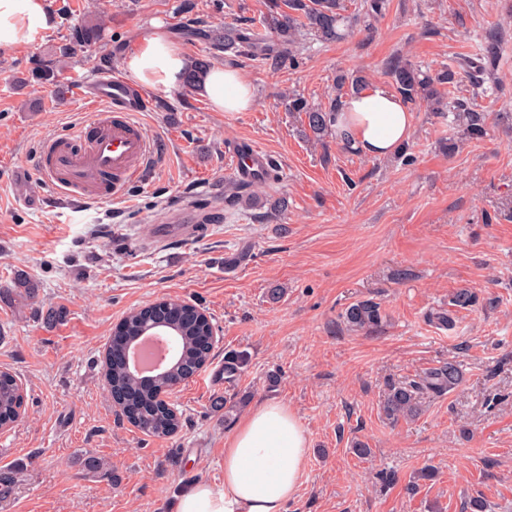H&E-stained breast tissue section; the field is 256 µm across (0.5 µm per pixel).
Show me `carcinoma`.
<instances>
[{"mask_svg": "<svg viewBox=\"0 0 512 512\" xmlns=\"http://www.w3.org/2000/svg\"><path fill=\"white\" fill-rule=\"evenodd\" d=\"M387 0H361L353 13L356 20L371 30L373 21L382 15ZM351 16V17H353ZM345 14V6L340 0H278L266 18L270 37L258 38L243 34L236 41L224 42L226 49H242L252 57L271 60L277 64L295 63L293 48L298 43L300 31L305 30L316 40L331 43L345 35L351 22ZM103 25L93 19L84 18L71 26L68 43L60 50V55L70 57L76 50H89L103 38ZM504 44L502 34L491 28L478 46L473 57L435 70H421L412 63L398 58L388 66V74L393 85L403 99L412 107L422 104L448 120L453 135L448 137L445 149L455 153L459 141H481L488 133L490 113L476 97L458 94V87L468 82L472 89L481 91L484 98L496 94V86H485L498 67ZM211 67L208 57L195 60L193 68L186 74L184 86L197 89L201 75ZM63 68L52 60H39L31 69V76L42 84L55 85L60 82ZM336 95L327 104L311 105L307 99L292 94L288 96V111L296 114L313 133L317 141H324L333 134L336 139L349 144L346 133L336 128V116L342 106V98L362 91L366 80L342 70L335 77ZM477 302V295L462 288L453 295L451 305L458 310H466ZM344 324L351 330L376 332L383 326L386 316L381 303L368 298L348 305L342 314ZM154 308L139 309L128 314L120 323L123 335L133 339L143 335L154 324ZM174 337L175 346L172 362L177 364L175 376H162L154 380L152 391L142 389L138 375L127 369L107 365V377L119 389L130 396L141 397V407L132 426L148 437L167 438L177 433L181 419L174 417L167 407L157 400L160 391H171L173 387L186 381L199 370L204 361L210 359L208 350L214 325L206 316L201 320L188 321L177 325ZM248 356L244 353H231L224 357V382L233 383L244 372ZM461 371L454 361L432 367L413 379L391 382L387 385L381 403L384 417L391 422L401 419H414L420 415L424 397H443L454 390L461 382ZM21 405L20 388L16 377L8 371H0V428L15 423Z\"/></svg>", "mask_w": 512, "mask_h": 512, "instance_id": "1", "label": "carcinoma"}]
</instances>
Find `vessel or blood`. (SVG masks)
I'll return each mask as SVG.
<instances>
[{"instance_id":"1","label":"vessel or blood","mask_w":512,"mask_h":512,"mask_svg":"<svg viewBox=\"0 0 512 512\" xmlns=\"http://www.w3.org/2000/svg\"><path fill=\"white\" fill-rule=\"evenodd\" d=\"M78 98L94 118L75 130L45 140L36 167L42 180L59 194L76 199L123 195L143 182L152 151L135 113L149 109L148 98L120 77L99 73L91 82L76 86ZM233 177L248 184L265 179L271 165L267 152L250 141H242L231 152ZM187 211L173 212L167 224L151 229L156 238L199 234Z\"/></svg>"}]
</instances>
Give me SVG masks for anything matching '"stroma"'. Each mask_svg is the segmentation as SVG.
<instances>
[{
	"mask_svg": "<svg viewBox=\"0 0 512 512\" xmlns=\"http://www.w3.org/2000/svg\"><path fill=\"white\" fill-rule=\"evenodd\" d=\"M48 2L43 39L0 54V369L26 393L24 417L0 431V512H169L199 477L223 481L224 437L262 399L287 402L310 439L288 512H464L473 497L512 512V130L490 124L448 156L447 122L422 108L408 159L376 158L314 144L286 109L292 92L327 103L341 69L386 85L396 55L438 68L474 53L494 23L507 41L489 110L512 113V0H389L373 32L357 25L329 44L302 34L296 63L276 66L224 48L228 29L260 28L270 0H193L189 13L183 0ZM86 16L104 23L100 47L62 59L59 91L30 79ZM155 24L192 58L246 72L253 109L214 112L183 87L153 95L135 116L159 145L144 184L93 201L54 193L35 171L39 149L89 117L70 75L94 80L104 55L121 74ZM239 140L261 144L280 177L228 206L216 198L232 191ZM184 203L203 234L148 243L147 225ZM462 288L478 302L455 329L430 322ZM366 298L381 302L383 327L349 330L343 310ZM162 299L203 309L217 343L172 393L182 426L160 439L118 419L101 362L114 326ZM235 351L249 357L244 374L211 385ZM451 360L455 390L425 399L415 420L384 418L389 382ZM358 441L371 456L354 454Z\"/></svg>",
	"mask_w": 512,
	"mask_h": 512,
	"instance_id": "35a3bbf8",
	"label": "stroma"
}]
</instances>
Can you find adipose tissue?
I'll return each mask as SVG.
<instances>
[{
	"label": "adipose tissue",
	"instance_id": "ef3b65f1",
	"mask_svg": "<svg viewBox=\"0 0 512 512\" xmlns=\"http://www.w3.org/2000/svg\"><path fill=\"white\" fill-rule=\"evenodd\" d=\"M54 25L46 0H0V51L36 43ZM190 58L159 27L143 30L122 70L143 89L164 95L178 89ZM202 95L215 112H247L254 84L237 68L211 67ZM351 147L371 157H388L409 139L412 114L382 84L346 98L337 115ZM310 451L297 415L282 401H258L224 439V480L199 478L178 498L174 512H288Z\"/></svg>",
	"mask_w": 512,
	"mask_h": 512
}]
</instances>
